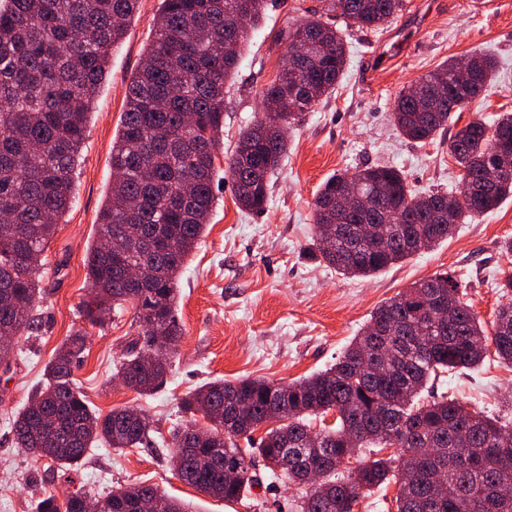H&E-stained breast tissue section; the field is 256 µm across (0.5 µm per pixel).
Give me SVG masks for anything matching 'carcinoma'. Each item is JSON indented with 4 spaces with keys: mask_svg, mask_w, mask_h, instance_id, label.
<instances>
[{
    "mask_svg": "<svg viewBox=\"0 0 512 512\" xmlns=\"http://www.w3.org/2000/svg\"><path fill=\"white\" fill-rule=\"evenodd\" d=\"M140 0H0V364H9L14 340L39 330L36 300L46 293L35 274L40 259L74 198L72 171L85 139L93 100L105 80L112 48L126 35ZM265 0H160L154 33L143 63L126 90L121 128L112 142L115 177L100 213L98 236L86 256L94 290L85 317L102 325L110 308L129 302L136 333L118 373L140 395L160 388L170 354L183 336L176 305L187 258L210 221L215 196V149L224 128V88L241 58L249 26ZM403 0H328L327 10L353 27L375 30L401 11ZM287 44L288 60L263 99L265 119L247 126L227 162L238 204L261 212L269 179L287 150L282 128L336 88L346 66L340 31L320 19L301 21L275 34ZM469 77L456 84V61L448 60L397 96L393 119L405 138L435 139L450 114L469 105L495 78L496 58L475 52ZM461 167L463 203L438 222L435 211L449 194H419L390 165L340 172L314 201L315 224L336 217V196L349 184L372 194L370 208L342 223L340 238L327 243L316 233L317 255L348 277H370L416 253L425 236L434 246L468 217L496 209L512 196V173L485 180L497 154L512 159V113L491 124L475 119L450 143ZM379 224L376 245L358 242L357 225ZM127 247L112 254V240ZM152 264L155 276L135 286L123 264ZM508 302L499 306L487 334L460 288L446 274L424 279L381 304L336 364L288 384L240 377L216 380L187 394L180 410L201 415L211 427L172 432L175 476L199 492L237 502L255 479L253 455L272 473L298 487L297 512H352L360 493L395 481L397 512H512V428L455 399L420 400L434 376L475 369L488 345L512 367V275L499 283ZM86 350L77 331L45 365L42 384L11 420L18 447L62 467H77L96 444L149 448V416L124 407L103 416L92 410L72 379ZM143 352L153 353L145 365ZM336 413L335 423L324 416ZM321 419L318 447L307 445L310 417ZM259 438L253 434L260 428ZM247 438V447L237 439ZM397 448L387 459L346 467L361 449ZM236 471L233 481L224 468ZM320 472L315 484L303 482ZM189 512L157 488L135 483L94 499L95 512ZM37 512H88L82 497L58 503L52 494Z\"/></svg>",
    "mask_w": 512,
    "mask_h": 512,
    "instance_id": "cac0c4a2",
    "label": "carcinoma"
}]
</instances>
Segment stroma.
<instances>
[{
  "label": "stroma",
  "instance_id": "stroma-1",
  "mask_svg": "<svg viewBox=\"0 0 512 512\" xmlns=\"http://www.w3.org/2000/svg\"><path fill=\"white\" fill-rule=\"evenodd\" d=\"M160 0H141L127 34L110 56V76L95 99L73 173L76 198L58 225L38 279L47 294L37 308L40 335L18 337L19 352L0 365V512H36L43 495L91 496L141 482L188 503L192 512H296V489L255 458V488L228 503L200 494L173 473L171 432L186 425L179 401L215 379L240 376L290 383L333 365L382 303L414 282L448 273L483 325L502 302L496 288L512 271V198L459 225L452 237L367 278H349L315 255L313 202L333 174L387 163L418 191H455L461 170L450 152L454 135L473 120L493 123L512 112V0H403L402 10L373 31L346 26L326 0H266L263 21L249 38L225 96L224 128L215 158L210 223L179 279L178 316L184 333L165 385L142 396L123 386L116 366L136 331L131 304L114 308L104 326H90L86 253L112 183V141L125 90L153 34ZM319 17L343 33L347 63L335 90L288 130V150L269 185L263 212L242 210L227 173L242 128L262 118V91L287 52L275 32ZM474 52L497 57L494 81L461 111L447 131L422 144L403 138L391 113L396 97L451 58ZM87 333L73 378L89 406L107 414L122 406L147 413L152 448L99 444L76 470H63L18 448L9 421L40 382L45 365L72 332ZM468 407L512 418L499 400L512 393V368L487 356L476 369L434 383Z\"/></svg>",
  "mask_w": 512,
  "mask_h": 512
}]
</instances>
